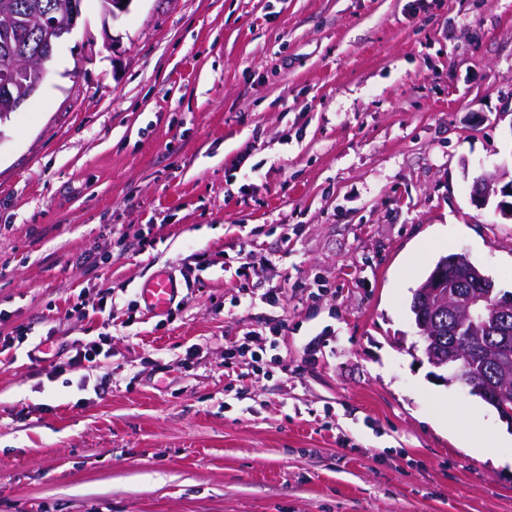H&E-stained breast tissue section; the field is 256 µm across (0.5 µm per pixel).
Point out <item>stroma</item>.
Returning a JSON list of instances; mask_svg holds the SVG:
<instances>
[{
    "label": "stroma",
    "mask_w": 512,
    "mask_h": 512,
    "mask_svg": "<svg viewBox=\"0 0 512 512\" xmlns=\"http://www.w3.org/2000/svg\"><path fill=\"white\" fill-rule=\"evenodd\" d=\"M80 9L0 124V512H512L409 309L448 253L512 291V0ZM180 281L169 272L155 274L146 281L139 292L143 306L152 313H164L173 304Z\"/></svg>",
    "instance_id": "35a3bbf8"
}]
</instances>
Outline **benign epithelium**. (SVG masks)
Instances as JSON below:
<instances>
[{
    "label": "benign epithelium",
    "instance_id": "benign-epithelium-1",
    "mask_svg": "<svg viewBox=\"0 0 512 512\" xmlns=\"http://www.w3.org/2000/svg\"><path fill=\"white\" fill-rule=\"evenodd\" d=\"M63 19L53 20L48 12H38L29 17L26 27L37 23L39 26L54 34L57 41H62L72 33L80 16L79 0H66L62 5ZM20 38V28L14 20L7 16L0 24V42L4 48L11 47V40ZM52 53L40 57L35 62L21 60V55L14 54L17 62L0 70V97L10 102L9 108L0 112V124L4 123L12 113L19 111L40 91L44 79V62L49 60ZM502 176L499 173L492 177H483L477 182L472 191V200L478 206L485 204L492 186L499 183ZM474 291L462 303V320L469 330L496 327V335L500 336L497 350L509 354L512 349V294L495 292L492 280L482 277L471 283ZM484 399L491 404L503 420H512V399L501 395L498 387L490 382L476 387Z\"/></svg>",
    "mask_w": 512,
    "mask_h": 512
}]
</instances>
